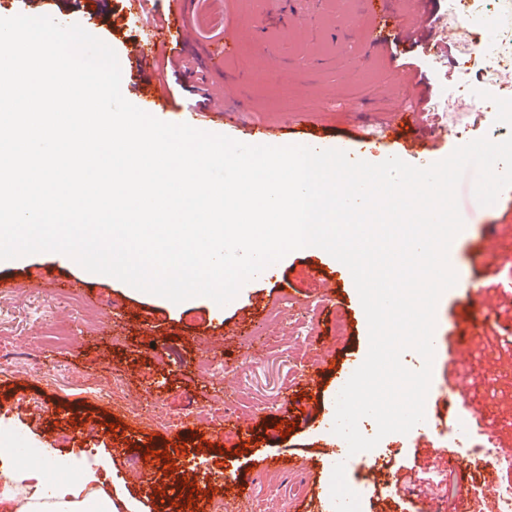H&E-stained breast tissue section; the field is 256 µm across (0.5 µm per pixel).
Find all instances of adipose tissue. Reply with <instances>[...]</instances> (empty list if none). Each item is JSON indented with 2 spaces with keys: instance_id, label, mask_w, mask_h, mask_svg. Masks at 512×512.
<instances>
[{
  "instance_id": "ef3b65f1",
  "label": "adipose tissue",
  "mask_w": 512,
  "mask_h": 512,
  "mask_svg": "<svg viewBox=\"0 0 512 512\" xmlns=\"http://www.w3.org/2000/svg\"><path fill=\"white\" fill-rule=\"evenodd\" d=\"M0 461L13 472L12 484L0 488V512H143L138 501L114 499L96 470L83 469L73 477L49 480L48 463L23 456L1 426Z\"/></svg>"
}]
</instances>
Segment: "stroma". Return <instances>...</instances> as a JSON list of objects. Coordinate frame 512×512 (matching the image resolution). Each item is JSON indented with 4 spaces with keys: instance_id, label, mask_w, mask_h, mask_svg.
I'll list each match as a JSON object with an SVG mask.
<instances>
[{
    "instance_id": "stroma-1",
    "label": "stroma",
    "mask_w": 512,
    "mask_h": 512,
    "mask_svg": "<svg viewBox=\"0 0 512 512\" xmlns=\"http://www.w3.org/2000/svg\"><path fill=\"white\" fill-rule=\"evenodd\" d=\"M284 0H194L185 15L189 28L178 43L154 42L153 21L166 10L165 0L138 11L131 0H0V17L18 14L47 15L63 25L80 24L110 46L123 67V96L140 105L152 85L165 83L168 96L152 111L169 123L183 122L194 95L189 86L206 89L209 101L229 106L232 120L223 114L200 122L199 130L221 134L248 144L250 127L282 125L291 119V133L270 138L273 146L295 144L302 132L317 135L318 149L336 148L339 141L355 136L361 124L381 123L387 113L402 108L404 93L394 91L393 63L386 58H364L359 47L334 37L333 28L359 25L352 0H323L317 20L318 38H310L303 23L310 17L313 0H294L299 22L277 21ZM442 21L457 35L448 44V60L436 63L420 45L398 46L402 60L416 63L433 86L436 119L447 121L456 101L450 82L464 74L477 90L480 103L468 117L467 135H452L448 146L425 151L415 135L386 151L358 145L357 157L378 163L395 156L404 162L427 167L449 156L465 140L485 136L499 142L512 135V111L487 109L485 99L494 97L496 78L480 65L460 72L464 57L461 34L477 31L483 44L496 48L512 32V0H485L483 15L448 12L446 0H434ZM222 14L238 36L239 54L225 66H216L211 50L224 28L202 21L204 14ZM267 25L269 36L292 67L282 73L260 65L263 46L253 36L258 25ZM153 48L152 63L142 51ZM172 60L178 81H163L156 62ZM239 80L240 100L225 102V78ZM475 170H467L457 194L464 220L453 240L449 262L458 279L471 281L484 275L490 244L485 227L496 224L512 236V188L505 189L490 206H480L473 194ZM54 261L62 278L84 282V292H58L43 288L36 272ZM323 263L341 273L337 290L342 307L337 317L322 308V287L304 275L311 265ZM0 274L13 278L15 286L0 292V357L8 369L0 382V426L9 430L14 447L29 455L49 449L53 468L68 472L95 468L112 458L114 471L105 473L109 485L124 486L126 493L142 501L146 512H161L164 500L149 489L165 484L164 458L148 467L135 464L129 450L155 449L182 438L188 448L186 464L199 479L192 506L180 512H215L216 501L230 490L228 471H236L252 489L246 512H296L297 501L311 497L313 474L340 473L346 491L360 505L359 512H407L410 501L439 499L443 512H458L459 490L469 492V512H494L497 474L482 464L464 468L448 456L447 435L414 442L412 434L392 433L371 450V457L387 460L384 478L368 474L365 460L339 452L336 435L324 431L335 415L338 394L335 375L324 370L317 385L306 392L302 404H285L286 386L301 388L304 376L325 358L343 362L365 360L369 350L368 324L352 274L323 249L292 251L262 279L243 286L224 307V320L210 322L215 302L195 297L176 304L137 290L107 275H94L75 261L54 258L43 252L0 262ZM98 297L87 306L85 294ZM491 301L499 313L492 329L472 333L467 323L471 307L466 289L451 287L436 308L434 359L431 385L441 389L449 381L463 379L472 402L482 413L481 422L464 429L472 443L485 439L483 425L491 423L497 448L512 451V260L500 264L492 280ZM271 313L259 323L249 340L236 334L240 320L256 306ZM345 324L332 355L314 350L312 336ZM474 335L473 350L464 363L451 361L448 352L458 337ZM41 399L42 410L30 407L29 398ZM232 402L248 422L245 440L230 439L220 447L200 446L198 439L181 434L174 424L182 412L196 407L208 412L212 429L224 423V405ZM73 408L75 420H57L56 410ZM150 420V427L130 424V410ZM290 422V435L276 426ZM94 449L93 457L83 448ZM292 458L288 469L261 468L252 451Z\"/></svg>"
}]
</instances>
